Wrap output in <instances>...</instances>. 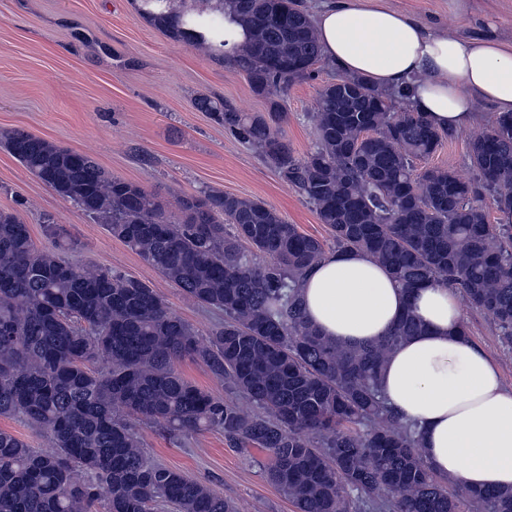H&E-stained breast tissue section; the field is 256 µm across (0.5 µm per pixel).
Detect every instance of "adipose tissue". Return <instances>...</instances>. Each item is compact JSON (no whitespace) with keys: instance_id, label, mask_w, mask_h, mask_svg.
<instances>
[{"instance_id":"adipose-tissue-1","label":"adipose tissue","mask_w":512,"mask_h":512,"mask_svg":"<svg viewBox=\"0 0 512 512\" xmlns=\"http://www.w3.org/2000/svg\"><path fill=\"white\" fill-rule=\"evenodd\" d=\"M311 21L323 59L406 103L438 129L474 124L473 99L512 113V50L464 38L365 0H323ZM303 311L324 336L363 346L413 313L425 326L388 357L389 403L422 431L434 470L469 490L512 488V389L462 328L456 292L430 282L407 294L362 251L328 253L300 283Z\"/></svg>"}]
</instances>
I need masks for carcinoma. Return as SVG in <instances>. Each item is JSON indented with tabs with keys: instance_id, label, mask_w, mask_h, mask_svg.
Wrapping results in <instances>:
<instances>
[{
	"instance_id": "carcinoma-1",
	"label": "carcinoma",
	"mask_w": 512,
	"mask_h": 512,
	"mask_svg": "<svg viewBox=\"0 0 512 512\" xmlns=\"http://www.w3.org/2000/svg\"><path fill=\"white\" fill-rule=\"evenodd\" d=\"M151 25L246 75L271 97L240 112L209 96L196 106L313 205L334 251L360 250L408 291L436 281L488 316L512 346V225L489 221L480 189L512 206V115L470 135L480 185L451 169L415 174L452 130L342 76L318 93L316 147L295 155L273 98L321 58L299 0H229L251 27L244 54L224 56V0H135ZM0 143L59 197L101 221L199 305L224 312L202 342L146 283L36 248L28 225L0 211V417L45 429L53 452L0 430V512H238L186 474L149 460L132 420L172 436L216 429L267 455L263 471L295 512H512V489L457 493L420 453V432L390 406L380 374L396 346L424 330L407 313L381 340L350 347L306 319L297 288L326 254L265 203L222 192L157 196L110 176L92 157L22 130ZM205 363L255 407L246 411L175 370Z\"/></svg>"
}]
</instances>
